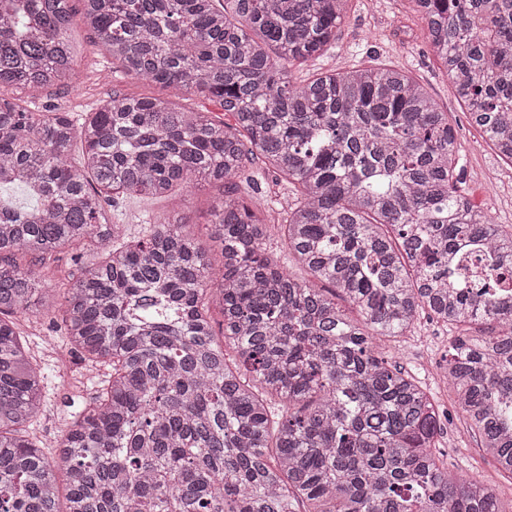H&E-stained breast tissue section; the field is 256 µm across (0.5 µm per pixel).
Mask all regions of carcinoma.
<instances>
[{
    "instance_id": "carcinoma-1",
    "label": "carcinoma",
    "mask_w": 512,
    "mask_h": 512,
    "mask_svg": "<svg viewBox=\"0 0 512 512\" xmlns=\"http://www.w3.org/2000/svg\"><path fill=\"white\" fill-rule=\"evenodd\" d=\"M348 2L83 0L125 76L192 90L231 123L161 97L114 93L78 119L0 97V185L34 201L0 198V512H512L448 472L443 412L380 348L422 314L458 330L455 404L512 475V232L458 191L448 113L405 71L290 80L286 65L332 48ZM413 2L471 123L512 165V0ZM73 14L72 0H0V87L35 100L67 85ZM258 158L299 192L280 208L304 279L270 258L266 214L234 185L211 207L218 271L178 221L149 218L132 244L104 218L113 190L163 197ZM64 247L78 276L51 288L42 265ZM88 247L101 260L83 261ZM38 303L62 309L97 371L51 456L28 432L45 367L11 319Z\"/></svg>"
}]
</instances>
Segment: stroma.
I'll return each instance as SVG.
<instances>
[{
  "instance_id": "stroma-1",
  "label": "stroma",
  "mask_w": 512,
  "mask_h": 512,
  "mask_svg": "<svg viewBox=\"0 0 512 512\" xmlns=\"http://www.w3.org/2000/svg\"><path fill=\"white\" fill-rule=\"evenodd\" d=\"M72 36L77 42L73 76L69 85L43 91L34 108L38 111L80 114L101 107L112 93L129 96H157L163 89L117 73V64L96 42L85 26L82 0H73ZM335 47L304 64L290 67L292 82L302 83L313 74L347 64L385 65L408 72L423 85L448 113L461 146L459 187L480 205L496 223L512 227V165L505 164L469 124L451 77L433 51L414 11L412 0H351L344 22L336 31ZM252 184H240L239 191L252 207L269 202L270 224L283 220L277 200L291 196L289 185L276 182L262 161L252 167ZM223 191L221 184L189 185L157 199L132 192L116 193L105 205L109 221L127 225L138 234L145 214L184 218L206 250L212 265H220L217 243L209 236L211 202ZM23 331L34 340L33 354L49 371L43 406L32 430L45 450L54 449L70 421L73 404L89 401L94 387L78 351L69 344L61 320L55 314L20 317ZM450 328L420 319L415 329L398 341L385 343L389 361L415 374L432 392L435 402L448 414L437 438V449L449 471L479 477L492 487L502 501L512 500V476L500 472L491 457L468 436L465 418L454 403L444 374L443 357L448 353Z\"/></svg>"
}]
</instances>
